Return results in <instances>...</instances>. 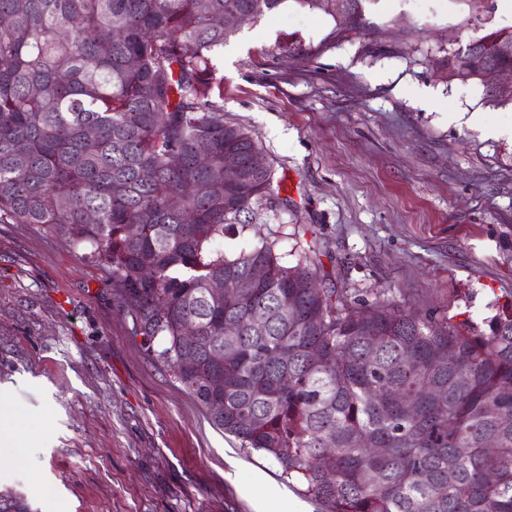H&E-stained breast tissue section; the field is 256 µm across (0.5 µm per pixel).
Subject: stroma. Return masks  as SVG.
<instances>
[{
  "mask_svg": "<svg viewBox=\"0 0 512 512\" xmlns=\"http://www.w3.org/2000/svg\"><path fill=\"white\" fill-rule=\"evenodd\" d=\"M365 0L357 28L285 0L213 62L224 119L258 136L287 205L224 235L232 255L305 224L336 287L487 331L512 313V107L448 79V50L512 27V0ZM478 113L481 125L450 120ZM104 271L43 224L0 223V407L39 432L0 470L31 512H291L269 458L207 421L144 352Z\"/></svg>",
  "mask_w": 512,
  "mask_h": 512,
  "instance_id": "obj_1",
  "label": "stroma"
}]
</instances>
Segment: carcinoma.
Returning a JSON list of instances; mask_svg holds the SVG:
<instances>
[{"instance_id":"cac0c4a2","label":"carcinoma","mask_w":512,"mask_h":512,"mask_svg":"<svg viewBox=\"0 0 512 512\" xmlns=\"http://www.w3.org/2000/svg\"><path fill=\"white\" fill-rule=\"evenodd\" d=\"M284 2L0 0V223L45 224L107 271L147 356L324 512H512V314L475 334L386 296L367 324L310 228L291 265L276 238L220 248L288 199L271 166L245 185L224 173V150L246 164L264 148L224 121L212 54L236 31L216 19ZM346 2L355 27L363 0ZM454 57L480 82L478 57ZM218 275L249 288L216 304ZM0 512L29 507L1 493Z\"/></svg>"}]
</instances>
